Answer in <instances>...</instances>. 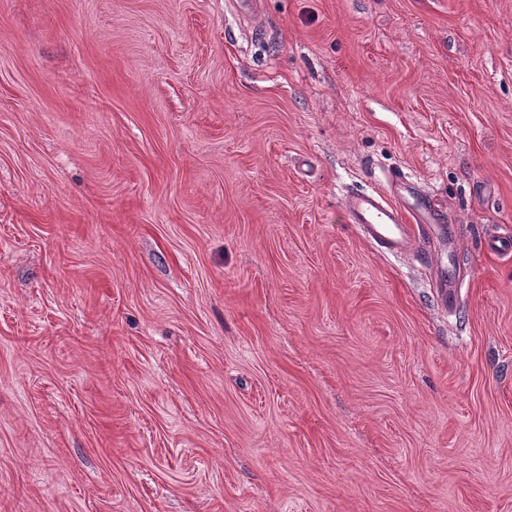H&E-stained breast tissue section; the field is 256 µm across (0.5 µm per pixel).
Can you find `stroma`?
<instances>
[{
  "mask_svg": "<svg viewBox=\"0 0 512 512\" xmlns=\"http://www.w3.org/2000/svg\"><path fill=\"white\" fill-rule=\"evenodd\" d=\"M254 2L0 0V512H512V0ZM342 207L361 235L387 255L411 251L422 232H444L442 209L431 194L401 174L390 178L389 193L356 191L349 193Z\"/></svg>",
  "mask_w": 512,
  "mask_h": 512,
  "instance_id": "35a3bbf8",
  "label": "stroma"
}]
</instances>
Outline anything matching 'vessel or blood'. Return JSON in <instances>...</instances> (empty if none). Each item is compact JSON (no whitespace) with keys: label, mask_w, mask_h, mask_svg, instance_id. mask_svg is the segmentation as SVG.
Returning a JSON list of instances; mask_svg holds the SVG:
<instances>
[{"label":"vessel or blood","mask_w":512,"mask_h":512,"mask_svg":"<svg viewBox=\"0 0 512 512\" xmlns=\"http://www.w3.org/2000/svg\"><path fill=\"white\" fill-rule=\"evenodd\" d=\"M342 207L361 235L388 255L410 252L417 236L446 221L433 196L400 174L391 176L389 192H352Z\"/></svg>","instance_id":"b4317fda"}]
</instances>
